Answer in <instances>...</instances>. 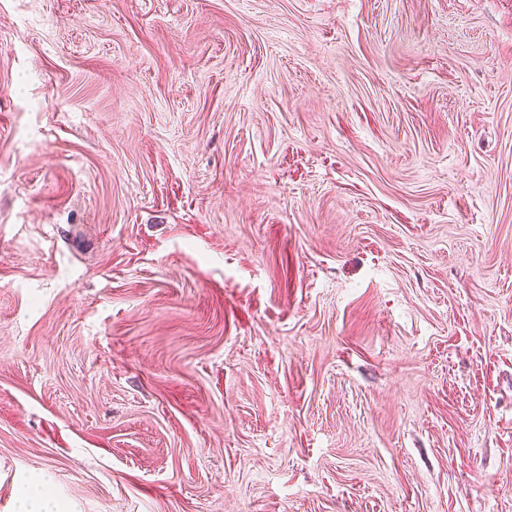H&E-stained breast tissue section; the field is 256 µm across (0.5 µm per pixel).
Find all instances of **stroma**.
<instances>
[{"label":"stroma","mask_w":512,"mask_h":512,"mask_svg":"<svg viewBox=\"0 0 512 512\" xmlns=\"http://www.w3.org/2000/svg\"><path fill=\"white\" fill-rule=\"evenodd\" d=\"M512 512V0H0V512Z\"/></svg>","instance_id":"35a3bbf8"}]
</instances>
